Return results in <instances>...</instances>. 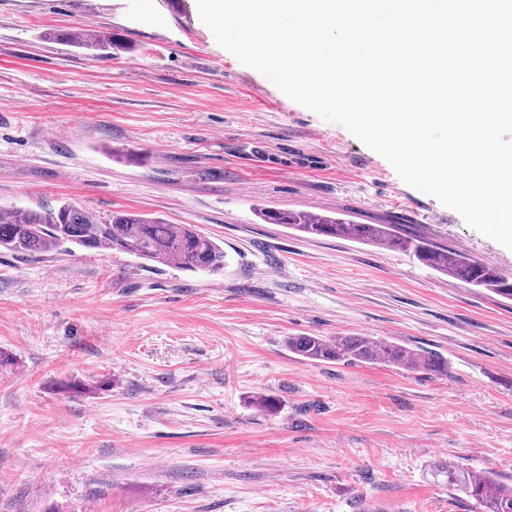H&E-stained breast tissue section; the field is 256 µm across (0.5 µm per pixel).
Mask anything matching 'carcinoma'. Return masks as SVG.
<instances>
[{
  "mask_svg": "<svg viewBox=\"0 0 512 512\" xmlns=\"http://www.w3.org/2000/svg\"><path fill=\"white\" fill-rule=\"evenodd\" d=\"M58 38L101 53L113 45L112 36L98 32L79 39L60 33ZM260 216L267 223L286 224L307 235L351 236L398 250L444 275L512 300L511 277L459 251L405 236L391 224H351L323 215L314 218L306 212L278 210H263ZM75 247L125 253L145 262L175 264L187 271L224 270V249L193 224H167L157 217L129 211H114L103 219L69 204L21 213L0 209V252L28 257L50 252L68 254ZM288 350L313 362L345 360L448 374V361L437 354L418 353L393 342L378 343L368 336H290ZM442 474L448 486L471 497L480 512H512V488L458 464L446 465Z\"/></svg>",
  "mask_w": 512,
  "mask_h": 512,
  "instance_id": "1",
  "label": "carcinoma"
}]
</instances>
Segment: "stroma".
<instances>
[{
    "mask_svg": "<svg viewBox=\"0 0 512 512\" xmlns=\"http://www.w3.org/2000/svg\"><path fill=\"white\" fill-rule=\"evenodd\" d=\"M97 30V56L58 33ZM192 224L224 270L0 253V512H475L512 486V300L258 209L512 250L220 47L196 0H0V207ZM429 350L444 375L311 362L291 336ZM271 396L279 409L261 410ZM448 487L474 500L478 512H512V488L500 485L487 475L477 476L459 464H448L440 471Z\"/></svg>",
    "mask_w": 512,
    "mask_h": 512,
    "instance_id": "stroma-1",
    "label": "stroma"
}]
</instances>
